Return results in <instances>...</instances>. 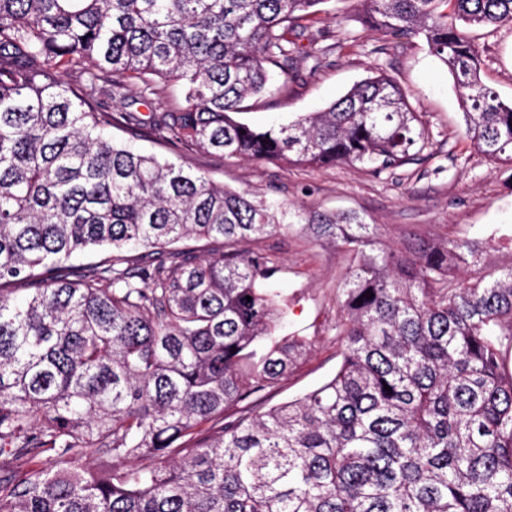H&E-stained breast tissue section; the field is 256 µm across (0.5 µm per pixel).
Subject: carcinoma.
I'll list each match as a JSON object with an SVG mask.
<instances>
[{
	"mask_svg": "<svg viewBox=\"0 0 512 512\" xmlns=\"http://www.w3.org/2000/svg\"><path fill=\"white\" fill-rule=\"evenodd\" d=\"M327 2L0 0V512H512V269L461 280L485 265L473 242L383 249L356 211L258 201L112 135L374 174L409 163L431 134L378 68L286 125L233 119L315 42ZM362 2L363 29L424 41L466 135L511 166L512 102L482 81L471 33L511 24L512 0ZM139 83L181 98L106 105ZM288 223L351 255L342 360L265 409L257 395L313 341L276 335L275 259L244 245ZM89 251L103 258L73 275ZM19 281L34 285L20 301Z\"/></svg>",
	"mask_w": 512,
	"mask_h": 512,
	"instance_id": "1",
	"label": "carcinoma"
}]
</instances>
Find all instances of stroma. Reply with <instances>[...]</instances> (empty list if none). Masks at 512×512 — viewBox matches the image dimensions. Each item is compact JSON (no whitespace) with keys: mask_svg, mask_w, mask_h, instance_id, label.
Wrapping results in <instances>:
<instances>
[{"mask_svg":"<svg viewBox=\"0 0 512 512\" xmlns=\"http://www.w3.org/2000/svg\"><path fill=\"white\" fill-rule=\"evenodd\" d=\"M339 8L343 22L325 14L318 25L327 54L296 57L277 72V91L250 102L239 120L256 127L288 123L326 108L379 68L397 77L429 124L430 145L420 160L379 175L350 166L311 168L220 155H185L182 163L259 200L364 213L395 250L410 232L437 241L467 240L479 244L493 274L512 269V166L493 163L466 137L453 81L420 40L363 31L360 0H341ZM474 39L483 81L512 100V24L490 36L475 33ZM261 246L278 261L275 280L288 302L285 332L314 339L300 368L262 395L267 408L335 374L341 361L338 299L351 257L341 247L315 242L299 224L278 227Z\"/></svg>","mask_w":512,"mask_h":512,"instance_id":"obj_1","label":"stroma"}]
</instances>
